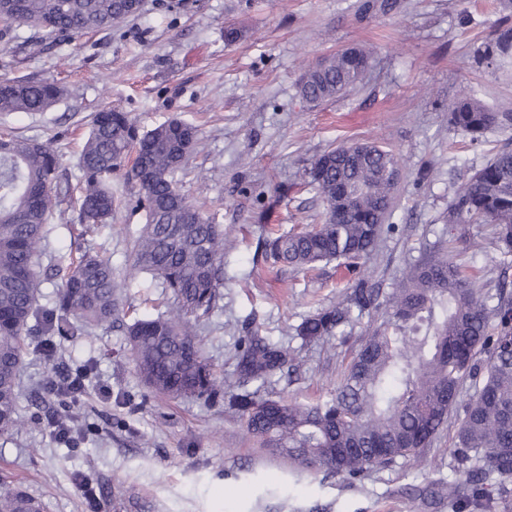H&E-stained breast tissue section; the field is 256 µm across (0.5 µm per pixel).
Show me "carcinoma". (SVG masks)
Masks as SVG:
<instances>
[{"mask_svg":"<svg viewBox=\"0 0 512 512\" xmlns=\"http://www.w3.org/2000/svg\"><path fill=\"white\" fill-rule=\"evenodd\" d=\"M134 16L124 0H0V20L42 30L56 43L103 31ZM372 53L348 48L310 67L300 95L320 104L346 93L366 72ZM512 63V28L484 43L477 63ZM63 95L54 82L0 81V114L43 112ZM451 124L477 139L512 130V112H493L472 97L448 106ZM198 130L171 119L146 132L127 113L98 111L78 159L77 183L60 178L59 154L47 142L0 135V433L19 424L18 374L24 341L33 327L51 336H89L112 324L120 288L112 260L86 250L54 264L62 286L52 305L42 296V242L56 210L77 213L80 236L112 221V174L125 170L138 188L144 213L130 255L129 274L151 275L169 292V309L136 318L127 341L136 371L152 392L169 398H214L222 381L204 355L199 330L224 298V225L205 215L178 189L174 175L194 150ZM400 158L374 142L356 143L348 159L330 149L305 169L308 185L325 205L324 220L310 230L264 239L272 263L309 269L335 261L365 265L389 220L400 177ZM494 227V245L512 256V149H500L454 192L448 223ZM346 298L305 317L294 328L307 346L344 334L353 309L373 308L369 324L336 389L315 403L261 390L296 361L297 350L249 330L238 338L236 380L257 385L229 396L261 447L288 458L299 470L322 469L357 479L421 458L462 407L456 429V474L448 497L461 509L493 512L512 495V296L489 295L443 249L412 265L383 295L364 269ZM485 358H479V355ZM475 381L464 401L461 386ZM0 512H42L20 488L0 490Z\"/></svg>","mask_w":512,"mask_h":512,"instance_id":"obj_1","label":"carcinoma"}]
</instances>
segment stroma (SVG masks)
<instances>
[{
	"instance_id": "1",
	"label": "stroma",
	"mask_w": 512,
	"mask_h": 512,
	"mask_svg": "<svg viewBox=\"0 0 512 512\" xmlns=\"http://www.w3.org/2000/svg\"><path fill=\"white\" fill-rule=\"evenodd\" d=\"M364 0H147L136 17L58 46L20 26L0 37V79H54L65 95L43 112L0 114V132L54 141L61 171L76 177L83 136L95 112L128 113L141 130L178 118L199 142L176 180L189 200L216 212L233 242L224 254V298L202 334L205 355L226 389H235L238 336L253 329L299 351L300 363L275 382L285 399L325 397L360 346L369 316L333 337L301 346L293 329L317 308L342 299L348 272L336 263L309 271L275 266L260 242L268 228L301 231L324 207L306 167L326 150L375 140L402 162L392 228L367 267L390 291L435 242L448 245L475 286L512 291L496 268L491 227L451 230L457 187L512 134L471 140L449 122L462 96L512 112V66L477 64L499 27L512 26V0H399V10L364 14ZM373 49L364 79L314 106L299 94L308 68L349 47ZM112 222L81 241L69 208L55 212L44 263L84 246L104 252L124 280V312L92 335L65 340L36 330L20 372V429L0 435V480L37 498L43 512H453L447 498L417 495L454 481L455 427L426 461H402L348 480L297 473L257 447L223 399H170L141 382L125 340L129 318L164 308L159 282L127 278L133 236L143 221L124 174L112 177ZM55 354L46 357V344ZM85 367L79 401L56 394L60 371ZM70 413L95 426L78 446L58 442L49 421Z\"/></svg>"
}]
</instances>
